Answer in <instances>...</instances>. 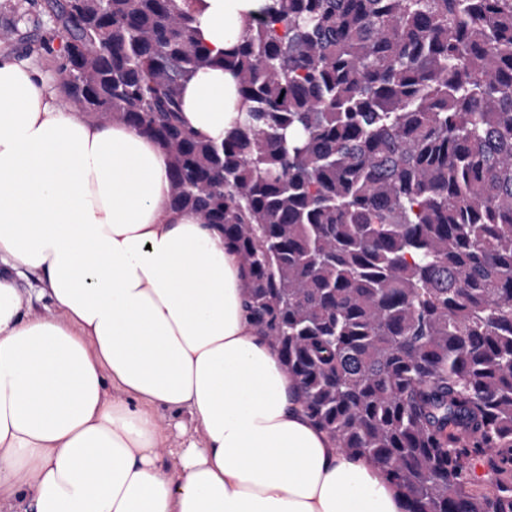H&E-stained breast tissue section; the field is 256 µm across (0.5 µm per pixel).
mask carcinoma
Here are the masks:
<instances>
[{"label":"carcinoma","instance_id":"1","mask_svg":"<svg viewBox=\"0 0 512 512\" xmlns=\"http://www.w3.org/2000/svg\"><path fill=\"white\" fill-rule=\"evenodd\" d=\"M205 0H30L62 100L150 136L246 273L305 415L408 512H512V0H273L213 55ZM221 68L244 121L183 88ZM484 459L493 480L471 481ZM237 103L234 79L222 70L207 69L186 84L183 117L202 134L224 138L243 119Z\"/></svg>","mask_w":512,"mask_h":512}]
</instances>
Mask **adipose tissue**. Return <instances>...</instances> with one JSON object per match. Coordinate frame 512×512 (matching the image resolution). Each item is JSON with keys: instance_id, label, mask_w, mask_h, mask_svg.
<instances>
[{"instance_id": "obj_1", "label": "adipose tissue", "mask_w": 512, "mask_h": 512, "mask_svg": "<svg viewBox=\"0 0 512 512\" xmlns=\"http://www.w3.org/2000/svg\"><path fill=\"white\" fill-rule=\"evenodd\" d=\"M207 2L199 36L218 54L267 0ZM237 103L207 69L183 117L221 138ZM169 184L153 139L65 108L0 55V512H406L295 404L236 254ZM28 275L54 312L30 313ZM162 410L196 437L171 446Z\"/></svg>"}]
</instances>
